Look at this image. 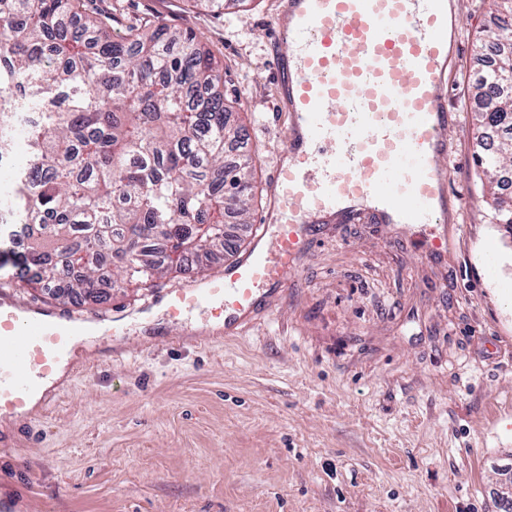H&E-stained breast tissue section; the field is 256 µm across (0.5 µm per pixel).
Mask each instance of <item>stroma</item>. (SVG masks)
<instances>
[{
    "instance_id": "1",
    "label": "stroma",
    "mask_w": 512,
    "mask_h": 512,
    "mask_svg": "<svg viewBox=\"0 0 512 512\" xmlns=\"http://www.w3.org/2000/svg\"><path fill=\"white\" fill-rule=\"evenodd\" d=\"M456 116L446 259L429 233L369 217L325 225L270 313L239 337L208 314L148 324L156 290L111 287L127 312L111 341L78 351L51 407L0 418V496L26 512H499L512 478V235L491 219L477 164L478 45L495 0H451ZM112 33L145 22L194 31L224 70L231 121L255 156L248 240L288 126L277 109L266 28L280 0L216 11L205 0H91Z\"/></svg>"
}]
</instances>
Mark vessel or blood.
Returning <instances> with one entry per match:
<instances>
[{"label": "vessel or blood", "mask_w": 512, "mask_h": 512, "mask_svg": "<svg viewBox=\"0 0 512 512\" xmlns=\"http://www.w3.org/2000/svg\"><path fill=\"white\" fill-rule=\"evenodd\" d=\"M287 98L288 142L270 174L248 250L222 275L163 299L172 318L207 307L225 335L269 312L301 248L335 217L381 224L447 221L454 124L446 103L445 0H288L267 28ZM97 317L64 318L0 291V411L22 415L36 379Z\"/></svg>", "instance_id": "b4317fda"}]
</instances>
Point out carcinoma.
Wrapping results in <instances>:
<instances>
[{"label":"carcinoma","instance_id":"carcinoma-1","mask_svg":"<svg viewBox=\"0 0 512 512\" xmlns=\"http://www.w3.org/2000/svg\"><path fill=\"white\" fill-rule=\"evenodd\" d=\"M111 31L112 15L85 0H0V154L20 133L27 145L11 205L28 234L10 285L63 303L107 302L106 277L153 288L205 276L253 198L245 129L228 122L224 73L205 46L162 23ZM486 42L494 62L475 95L492 177L512 165V18ZM494 206L512 234V196Z\"/></svg>","mask_w":512,"mask_h":512}]
</instances>
